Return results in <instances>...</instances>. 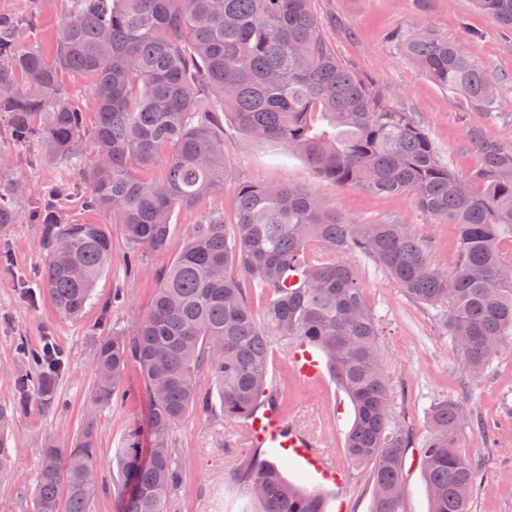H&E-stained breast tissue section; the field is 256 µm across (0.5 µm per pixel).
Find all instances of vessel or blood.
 <instances>
[{
	"label": "vessel or blood",
	"instance_id": "b4317fda",
	"mask_svg": "<svg viewBox=\"0 0 512 512\" xmlns=\"http://www.w3.org/2000/svg\"><path fill=\"white\" fill-rule=\"evenodd\" d=\"M292 358L300 376L311 381L320 379L321 362L307 344L294 347ZM247 427L251 447L274 449L280 457L312 476L336 485L344 482V472L336 467L314 437L285 419L279 409L266 407L256 411L249 417Z\"/></svg>",
	"mask_w": 512,
	"mask_h": 512
}]
</instances>
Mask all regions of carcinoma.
Returning a JSON list of instances; mask_svg holds the SVG:
<instances>
[{"label":"carcinoma","instance_id":"1","mask_svg":"<svg viewBox=\"0 0 512 512\" xmlns=\"http://www.w3.org/2000/svg\"><path fill=\"white\" fill-rule=\"evenodd\" d=\"M512 28V0H474ZM32 20L0 17V113L13 143L37 142L50 161L84 153L90 206L112 228L76 224L54 204L59 185L34 207L46 256L42 289L57 313L76 318L112 256V231L137 267L147 249L166 246L173 216L224 189V115L254 139L301 154L323 178L376 194L410 193L427 218L457 225V258L434 267L403 224H357L294 185L236 187V220L210 212L170 265L156 273L150 305L131 328L95 345V379L85 422L67 448L43 442L35 512H87L98 492L95 421L121 394L129 365L139 367L149 400L146 425L132 423L116 449L120 512H167L181 482L169 439L193 411L220 408L242 422L270 401L274 347L305 341L326 358L349 397L354 420L344 450L371 465V512H405L404 459L413 436L394 412L378 346V318L365 302L350 258L368 257L405 296L439 311L463 365L481 371L512 336V145L469 130L480 165L468 174L444 163L409 112L384 103L370 81L331 49L311 0H70L56 51L21 37ZM406 54L440 86L494 116L495 81L454 42L419 34ZM91 81L89 110L65 88ZM162 165L164 177L153 170ZM0 153V229L17 220ZM268 293L264 320L249 297ZM36 378L16 379L13 407L0 405V476L12 457L5 429L26 409L29 389L56 399L57 373L40 350L26 351ZM210 374L203 391L197 374ZM468 415L455 400L427 412L420 469L430 512H470L477 478L457 451ZM149 447H143L144 435ZM236 475L259 512H325L317 491L288 482L278 464L240 462Z\"/></svg>","mask_w":512,"mask_h":512}]
</instances>
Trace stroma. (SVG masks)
<instances>
[{"instance_id": "35a3bbf8", "label": "stroma", "mask_w": 512, "mask_h": 512, "mask_svg": "<svg viewBox=\"0 0 512 512\" xmlns=\"http://www.w3.org/2000/svg\"><path fill=\"white\" fill-rule=\"evenodd\" d=\"M312 6L337 55L372 81L391 105L413 113L444 162L464 173L477 168L479 157L468 137L472 127L480 128L487 139L512 144V29L479 11L473 0H312ZM67 8L68 0H0L1 16L34 20L30 38L48 54L56 49ZM420 30L456 42L494 78L504 103L498 117H489L462 94L437 84L406 55L398 35ZM224 145L229 179L223 194L176 212L167 246L146 252L139 269L129 268L125 243L120 234H113L112 258L95 285L93 299L81 317L73 319L57 314L40 289L45 255L31 208L51 187L65 181L71 186L70 195L59 202L65 219L106 224L110 216L85 207L90 187L82 166L44 160L34 143L14 146L7 122L0 117V147L8 153L10 177L20 187L13 199L17 221L0 230V403H13L16 377L32 370L21 346L38 349L52 341L65 361L57 378L56 404L47 407L29 395L25 411L13 423L9 443L14 468L0 481V512H35L42 443L50 438L66 446L79 433L94 378L95 344L130 328L145 311L157 286L155 271L174 260L209 208H222L226 220H234L238 183L298 185L357 223L408 225L426 246L432 263L453 266L457 226L426 219L409 193L376 195L338 186L283 144L249 139L229 118L224 121ZM351 265L368 306L378 316L379 347L397 415L420 443L427 435L428 407L450 397L459 401L475 419L459 437L460 453L478 470L471 512H512V341L479 375H467L437 310L408 299L373 260L358 256ZM270 378L284 417L311 431L347 480L340 487L320 484L287 465L283 474L289 481L320 489L327 498V512H370L371 468L351 464L344 453L353 421L348 397L329 374L315 382L300 377L281 349L272 356ZM148 411L140 371L129 366L122 397L96 417L101 489L90 500L88 512H118L114 450L128 426L145 421ZM242 433L239 424L225 422L218 411L196 412L173 430L170 442L182 483L168 501V512H244L250 495L236 481L235 465L253 450L240 443Z\"/></svg>"}]
</instances>
